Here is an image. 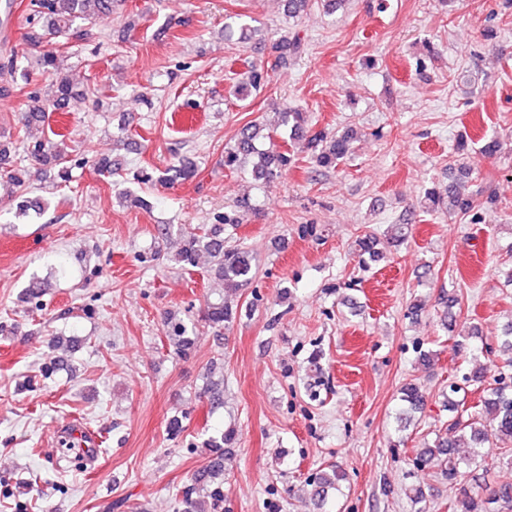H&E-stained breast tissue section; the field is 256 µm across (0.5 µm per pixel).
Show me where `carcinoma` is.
Instances as JSON below:
<instances>
[{
	"mask_svg": "<svg viewBox=\"0 0 512 512\" xmlns=\"http://www.w3.org/2000/svg\"><path fill=\"white\" fill-rule=\"evenodd\" d=\"M126 0H29L27 5L28 30L25 33L24 49L19 55H11L0 63V75L5 82L0 85V97L8 98L13 91L33 82L34 75L41 73L53 77L46 97L34 94L28 97L27 111L22 113V125L45 123L46 106L55 109L65 108L74 98H83L91 89H76L73 81L64 71V56L55 40L68 35L75 38L90 36V27L108 20L112 14L124 9ZM256 29L247 23L232 21L224 24V38L238 36L241 42L253 38ZM272 48L277 53V60L284 64L291 56L303 51L302 39L298 34H284L273 40ZM268 82V72L255 67L249 70V81L233 85L232 97L246 101ZM306 115L297 110L285 108L278 112L277 122L265 125L261 122H249L244 125L234 144L224 149V168L232 172H247L252 179L267 186L288 170L294 153L265 149L262 141L272 139L273 133L281 126L290 127L293 144L307 140V146L314 149L316 165L333 168L348 157L353 141V130L329 135L317 132L304 138ZM31 160L48 166L56 171V177L66 183L71 181V166L68 165L69 152L63 140L47 139L34 143L28 150ZM455 174L454 182L440 192L435 188L425 190V209L428 212H442L450 216L467 214L482 205L473 195H464L459 187L471 174V165L462 155L449 166ZM192 173L189 167L172 164L163 175L153 178L149 173L138 177L144 185L159 182L173 184L187 179ZM28 168L24 159L18 157L11 169L3 170V177L12 185V193L23 194L26 191ZM257 212L250 200L242 199L236 209L218 217L219 224L239 223V210ZM208 255L214 259L215 275L224 281V293L237 292L239 288L253 277V267L249 251L243 247L224 248V241L212 237V231L191 234L183 241L177 256L178 261L195 267L199 259ZM236 311L228 299L208 304L203 318L208 325L221 328L235 318ZM470 381L481 388L477 410L468 411L466 401L458 398L463 391L459 385H450L448 392V412L451 413L450 438H440L431 445L415 450L413 465L418 469L439 467L448 483L455 487L454 498L448 509L451 512H495L492 506L503 504L512 508V483H497L490 479V470L481 467L484 460V448L495 438L496 447L504 452H512V388L498 384L486 383L482 369L474 371ZM400 402L395 419L402 423L410 418L411 413L423 409L425 396L415 383L405 384L400 391ZM235 444V434L226 430L219 437L209 441L210 452L216 454L210 463L197 472L195 483L182 492V512H218L224 503V450ZM347 479V473L341 467L328 466L309 480L312 487L311 501L316 512H330L328 490L340 488ZM206 489L210 500V510L202 508L196 498L199 488Z\"/></svg>",
	"mask_w": 512,
	"mask_h": 512,
	"instance_id": "cac0c4a2",
	"label": "carcinoma"
}]
</instances>
